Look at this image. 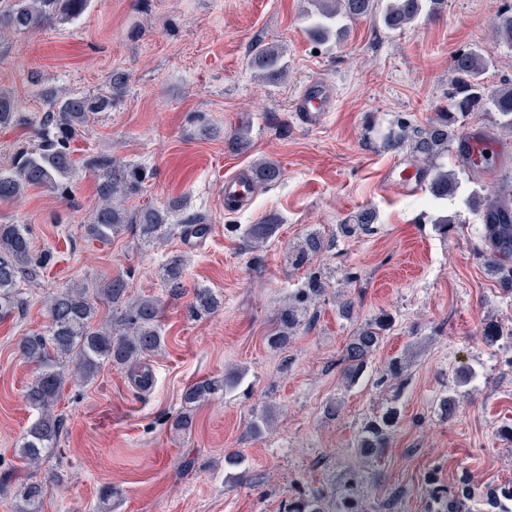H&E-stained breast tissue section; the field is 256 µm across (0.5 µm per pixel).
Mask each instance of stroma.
<instances>
[{
	"label": "stroma",
	"mask_w": 512,
	"mask_h": 512,
	"mask_svg": "<svg viewBox=\"0 0 512 512\" xmlns=\"http://www.w3.org/2000/svg\"><path fill=\"white\" fill-rule=\"evenodd\" d=\"M506 9L512 0H446L402 32L363 19L318 46L303 32L315 0H93L77 22L0 40V87L33 116L44 111L41 90L88 92L112 72L126 74L125 96L79 140L82 155L146 167L149 179L128 210L176 200L181 215L201 214L211 228L200 239L175 234L151 246L129 232L94 241L85 226L98 197L87 170L70 198L30 189L0 203V222L26 225L36 253L51 256L37 283L22 282V310L0 320V512H13L14 490L28 476L44 486L42 512H99L108 489L112 512H284L296 491L329 492L347 479L365 512H426L433 471L450 486L466 480L469 510L482 512L489 489L512 486V442L497 431L512 423V347L483 337L487 324L512 327V297L481 259L482 224L466 205L472 190L498 192L512 159L482 176L449 158L459 189L437 200L384 186L386 170L412 157L381 139L397 118L423 127L446 104L455 50L490 58L489 87L512 83V44L492 30ZM271 42L283 46L288 68L269 82L254 77L248 60ZM316 78L335 101L309 127L294 104ZM240 130L249 145L229 152ZM264 159L280 165L281 179L225 209L224 178L252 173ZM364 209L375 215L373 232L341 235L339 225ZM271 213L282 218L278 230L251 252L240 226ZM443 214L463 231L440 235L433 220ZM311 232L325 241L313 266L331 272L332 287L311 325L276 350L265 338L302 277L288 252ZM173 255L184 256L188 285L212 288L222 308L195 317L189 298L165 300L163 348L145 359L149 384L108 366L89 384L65 385L53 407L63 430L28 470L14 450L38 413L25 399L34 367L17 349L20 337L46 332L47 297L75 283L93 290L120 276L130 294L162 297L159 270ZM346 295L355 299L347 318L338 311ZM384 310L395 327L348 385L340 364L348 339ZM394 356L408 374L400 422L384 455L367 462L353 445L390 396L378 379ZM235 369L245 372L241 384L197 406L190 434L174 431L184 389ZM466 369L474 377L458 385ZM453 389L459 408L447 419L438 402ZM332 403L340 412L330 419ZM266 405L273 428L253 437L249 422ZM233 451L243 470L225 468Z\"/></svg>",
	"instance_id": "35a3bbf8"
}]
</instances>
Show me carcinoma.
Returning <instances> with one entry per match:
<instances>
[{"label":"carcinoma","mask_w":512,"mask_h":512,"mask_svg":"<svg viewBox=\"0 0 512 512\" xmlns=\"http://www.w3.org/2000/svg\"><path fill=\"white\" fill-rule=\"evenodd\" d=\"M443 0H320L315 14L309 16L305 36L322 44L331 37L345 35L348 22L370 18L390 33L404 31L420 16L434 14ZM91 0H0V36L9 33L25 35L53 22L72 23L89 8ZM497 36L512 44V10L499 12L494 19ZM254 75L263 80H278L286 74L284 49L278 44L258 46L249 61ZM488 59L470 49H459L448 59L450 83L448 104L437 108L433 120L424 127L414 128L397 120L383 136L387 150L409 147L412 157L426 166L425 190L436 199L456 194L459 181L455 173L439 163L466 130L468 120L479 112L493 113V124L512 132V86L490 88L484 74ZM127 90L123 73L114 72L92 92L65 94L42 92L46 109L39 119L28 121L10 95L0 91V127L18 124L33 127L35 144L22 147L14 154L9 167H0V201L21 196L29 188L44 189L60 198L69 196L78 160L72 144L83 136L91 119L112 110ZM82 166L95 176L100 205L87 224V235L93 240L108 242L130 230L142 243L151 245L162 234L177 227L182 233L203 237L208 225L200 215H188L180 224H173V213L167 207H145L129 212L122 203L139 194L148 171L136 164L123 163L114 157L97 155L86 158ZM257 179L264 184L277 182L280 166L268 160L255 165ZM469 209L483 223L484 264L497 276L502 291L512 295V196L506 190L496 195L473 191L467 198ZM281 223L279 216L269 215L258 224H249L241 237L251 251L264 246ZM373 214L364 211L353 220L340 225L345 236L372 232ZM324 248L317 232L307 234L292 248L288 263L302 268ZM50 261L46 253L31 252L29 232L23 224H0V317L11 315L21 302V279L34 280ZM163 287L171 298L187 291L185 264L179 256L168 259L161 267ZM329 277L315 270L306 273L301 284L288 295L280 308L275 327L267 336L268 345L284 349L300 328L309 324L311 308L326 294ZM120 307L115 321L98 324L95 319L99 304ZM50 315L49 333H32L20 338L18 350L33 364L37 374L28 387L26 398L40 416L31 424L15 449L26 465L36 468L45 453L54 447L63 427V420L52 407L67 381L86 384L105 365L128 369L141 365V359L160 349L163 337L160 318L161 300L154 296L128 294V285L121 277L110 278L89 294L86 287L73 285L47 300ZM219 300L212 289L193 288L190 311L196 316L217 311ZM394 328L393 318L385 313L360 326L350 337L342 357V373L350 385L364 375L373 355ZM485 341L491 345L504 341L512 346V327L504 329L489 324L484 329ZM243 373L236 370L223 377L205 378L192 383L183 393L184 409L172 421L179 432L193 426V407L218 393H227L240 384ZM395 381L393 398L364 425L356 441L358 455L376 459L389 447L390 436L400 419L398 401L408 378L402 358H391L380 381ZM273 410L265 407L256 412L249 424L252 435L260 437L271 428ZM44 486L30 479L19 483L14 492L15 512H41ZM470 490L462 482L447 491L431 483L427 512H461ZM487 512H512V489H493L485 498ZM287 512H364L355 487L345 482L331 495L320 492L298 493L288 499Z\"/></svg>","instance_id":"cac0c4a2"}]
</instances>
